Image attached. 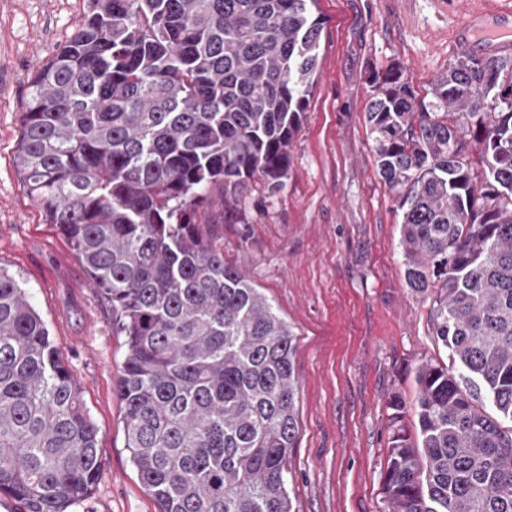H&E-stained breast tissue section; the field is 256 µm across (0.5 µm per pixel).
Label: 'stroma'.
Returning <instances> with one entry per match:
<instances>
[{
    "label": "stroma",
    "mask_w": 512,
    "mask_h": 512,
    "mask_svg": "<svg viewBox=\"0 0 512 512\" xmlns=\"http://www.w3.org/2000/svg\"><path fill=\"white\" fill-rule=\"evenodd\" d=\"M512 0H315L319 73L279 189L255 178L214 187L196 214L297 335L299 436L288 459L295 512H388L393 401L414 428V371L450 363L432 335L428 294L404 281L401 210L378 174L365 109L374 71L398 64L420 94L462 54L472 11ZM87 0H0V267L26 288L97 428L101 460L71 512H157L126 446L117 393L127 347L112 308L56 225L28 195L13 157L38 68Z\"/></svg>",
    "instance_id": "stroma-1"
}]
</instances>
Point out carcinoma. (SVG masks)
I'll list each match as a JSON object with an SVG mask.
<instances>
[{
  "instance_id": "cac0c4a2",
  "label": "carcinoma",
  "mask_w": 512,
  "mask_h": 512,
  "mask_svg": "<svg viewBox=\"0 0 512 512\" xmlns=\"http://www.w3.org/2000/svg\"><path fill=\"white\" fill-rule=\"evenodd\" d=\"M312 0H88L23 104L14 162L112 306L127 448L158 512H294L296 334L195 213L290 163L319 71ZM365 121L399 197L406 287L456 367L395 410L389 512H512V58L466 56L430 111L404 69ZM477 153H471V149ZM97 429L25 289L0 267V497L68 512Z\"/></svg>"
}]
</instances>
